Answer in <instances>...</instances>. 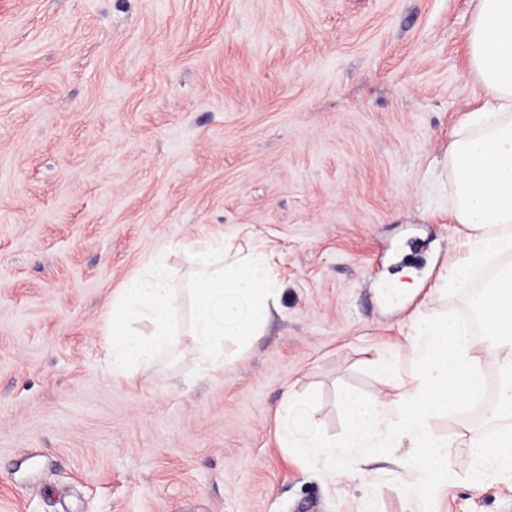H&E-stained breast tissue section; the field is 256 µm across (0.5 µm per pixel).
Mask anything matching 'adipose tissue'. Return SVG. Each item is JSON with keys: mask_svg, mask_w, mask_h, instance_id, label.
<instances>
[{"mask_svg": "<svg viewBox=\"0 0 512 512\" xmlns=\"http://www.w3.org/2000/svg\"><path fill=\"white\" fill-rule=\"evenodd\" d=\"M468 42L484 104L458 122L449 151L452 217L467 229L468 242L464 256L449 266L444 286L465 294L480 330H466L453 316L415 317L407 338L415 372L399 376L393 359L381 366L396 377V398L344 397L348 426L337 441L322 439L312 416L308 433L281 431L285 446L326 458L341 471L391 442L410 448L407 512H434L462 475L478 485H512V0H476ZM483 351L501 359V379L489 405ZM480 403L491 428L473 437L469 459L457 466L448 457L451 439L437 437L428 420Z\"/></svg>", "mask_w": 512, "mask_h": 512, "instance_id": "1", "label": "adipose tissue"}]
</instances>
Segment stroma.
<instances>
[{"label":"stroma","mask_w":512,"mask_h":512,"mask_svg":"<svg viewBox=\"0 0 512 512\" xmlns=\"http://www.w3.org/2000/svg\"><path fill=\"white\" fill-rule=\"evenodd\" d=\"M474 0H0V512H405L406 449L338 475L283 447L391 398L464 252L448 153L482 90ZM266 247L285 286L246 351L107 372L113 295L159 249ZM415 284L399 303L381 291ZM439 512H512L460 478Z\"/></svg>","instance_id":"stroma-1"}]
</instances>
